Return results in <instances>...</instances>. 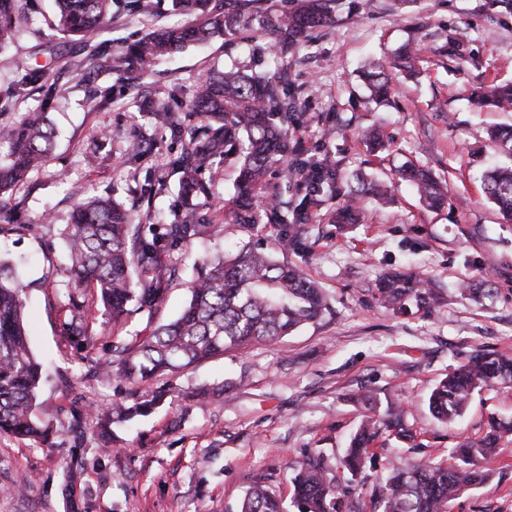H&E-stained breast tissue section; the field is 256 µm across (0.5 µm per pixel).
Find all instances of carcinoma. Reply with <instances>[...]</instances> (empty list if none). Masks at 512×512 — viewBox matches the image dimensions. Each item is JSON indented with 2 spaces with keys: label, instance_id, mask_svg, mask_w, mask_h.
<instances>
[{
  "label": "carcinoma",
  "instance_id": "cac0c4a2",
  "mask_svg": "<svg viewBox=\"0 0 512 512\" xmlns=\"http://www.w3.org/2000/svg\"><path fill=\"white\" fill-rule=\"evenodd\" d=\"M27 0H0V53L17 38L18 16ZM173 10L190 16L183 25L159 27L144 37L123 43L115 57L114 70L124 76L141 77L163 57L189 44L206 43L232 36L251 21L274 36L273 52L284 57L301 47L307 29L332 21L331 0H292L294 6L266 8L254 16L253 0H169ZM57 29L89 48L83 71L102 67L97 33L111 15L112 0H54ZM375 99H387L389 77L376 63L364 72ZM48 81L41 66L23 64L4 93L17 98L39 82ZM481 105L512 108V85H492L474 93ZM295 103L280 82L265 75H242L234 71L200 78L185 110L172 112L160 104L148 117L154 126L184 142L173 160L182 173L180 190L189 201L208 194L202 172L221 164L236 170L230 214L245 230L268 213L288 225V246H301L308 233L304 210L290 212L270 207L266 194L268 177L281 165L287 180L309 186L313 195L336 175L327 160L301 155L289 160L288 122ZM54 142V130L43 112H27L11 121L0 120V194L24 183L44 163ZM400 179L416 185L431 208H439L448 189L424 166L404 165ZM484 188L507 220H512V166L490 172ZM386 197L387 186L361 176L355 178L345 204L336 211V223L359 220L356 203L367 194ZM209 225L183 219L163 225L161 232H144L131 210L110 197L95 196L75 205L70 223L61 231L69 285L74 290L94 289L96 300L112 314V320L145 309L152 311L163 301L175 268L166 255L179 245L207 232ZM25 285L17 268L0 261V435L46 443L53 427L34 414L36 392L43 365L31 353L25 335L23 295ZM374 299L394 312L411 305L432 309L440 295L423 274L393 271L379 277ZM328 308L325 293L295 265L248 244L234 255L202 259L194 265L189 282V300L173 321L160 324L133 346L117 347L96 368L118 378L152 384L197 361L235 347L271 342L300 325L319 317ZM493 381L512 383V355L478 351L432 388L428 406L440 422L460 418L474 392ZM165 391L151 390L132 396V402L109 406L92 403L86 419L98 430L101 441L111 440V426L147 416L162 403ZM397 441L413 438L405 425L404 411L390 402L384 414L362 421L350 441L341 467L349 482L363 472L375 455L374 443L382 433ZM512 439V419L491 417L486 433L454 449L455 462L393 461L373 500L372 512H446L447 505L469 489L489 479L480 463L501 452L503 441ZM293 501L299 512H343L346 490L330 476L324 457L314 452L296 462L292 476ZM239 512H287L284 501L264 484L256 482L245 492Z\"/></svg>",
  "mask_w": 512,
  "mask_h": 512
}]
</instances>
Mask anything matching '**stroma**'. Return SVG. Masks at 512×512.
Segmentation results:
<instances>
[{"label":"stroma","instance_id":"stroma-1","mask_svg":"<svg viewBox=\"0 0 512 512\" xmlns=\"http://www.w3.org/2000/svg\"><path fill=\"white\" fill-rule=\"evenodd\" d=\"M33 4L14 48L0 54V87L18 64L49 65L50 105L33 90L8 109L47 108L57 137L48 163L0 208V255L21 264L29 348L50 374L36 414L53 423L55 434L46 444L0 436V512H236L256 482L290 499L292 463L312 451L346 480L340 459L368 413L353 399L362 389L402 402L418 437L414 446L387 440L356 480L352 498L359 512H371L391 460L449 462L450 450L479 436L490 416L512 417V385L505 384L476 394L452 425L428 410L434 384L476 351L512 353V223L482 182L487 169L512 159L488 137L490 128L512 125V112L479 107L473 98L480 85L512 81L511 8L499 0H342L334 23L308 31L305 48L281 66L268 57L270 34L253 28L175 53L131 86L105 70L80 71L82 50L57 30L50 0ZM157 9L158 0H140L136 8L115 0L105 38H137L156 23ZM405 46L413 54L409 72L395 65ZM371 60L392 77L381 105L369 102L361 76ZM231 68L279 74L298 106L289 145L331 158L344 176L336 192L312 204L305 248L280 250L274 224L248 232L232 224L233 166L206 172L208 197L185 203L172 165L181 143L145 114L154 101L182 110L202 75ZM105 89L112 96L107 104L100 97ZM368 128L381 131L383 151L369 152L361 142ZM137 139L153 142L154 158L131 159L127 149ZM409 161L447 178L443 208H424L396 178ZM355 175L391 183L393 200L365 199L361 223L336 226L330 213ZM106 193L132 208L141 224L190 214L212 227L171 250L179 272L155 316L113 322L67 286L59 232L77 202ZM246 241L300 266L327 292L328 310L291 335L169 376L165 401L149 416L114 423L112 447L103 450L94 429L74 426L73 412L127 398L137 385L95 373L94 359L136 344L148 333V319H173L187 299L194 260ZM392 269L426 274L443 304L405 314L380 305L370 289ZM487 278L491 296L463 293L464 284ZM74 313L92 334L91 346L68 336ZM205 389L209 397L198 400ZM488 467L489 481L463 493L452 512H512V443ZM24 477L32 480L25 488Z\"/></svg>","mask_w":512,"mask_h":512}]
</instances>
